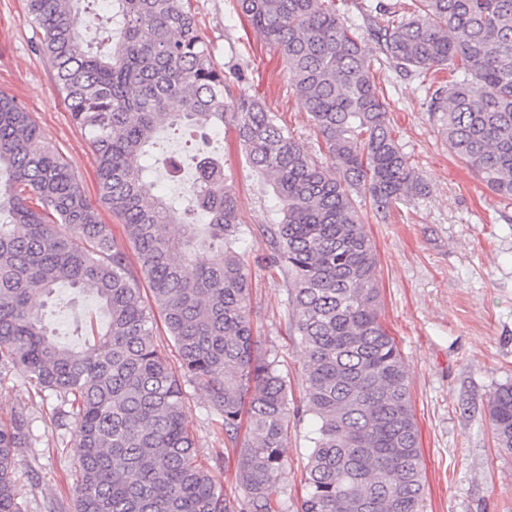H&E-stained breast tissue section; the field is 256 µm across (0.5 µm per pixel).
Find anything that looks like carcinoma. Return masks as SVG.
<instances>
[{
  "mask_svg": "<svg viewBox=\"0 0 512 512\" xmlns=\"http://www.w3.org/2000/svg\"><path fill=\"white\" fill-rule=\"evenodd\" d=\"M80 2L26 6L136 261L31 113L0 94V365L68 406L58 419L77 435L75 512H282L288 385L254 340L238 197L206 154L185 208L155 192L144 164L160 127L226 120L273 192L265 260L288 279L289 335L306 355L300 512H423L408 371L381 320L378 256L354 195L386 214L427 183L393 134L374 63L419 82L456 159L511 201L512 0H236L282 56L321 158L260 97L231 93L191 0H112L97 46L79 35ZM173 100L181 111H168ZM61 285L93 293L105 316L80 345L60 343L43 317L40 298ZM158 317L177 370L155 345ZM188 384L208 391L237 453V496L200 458ZM488 416L512 450L511 385ZM29 444L24 413L0 419V512H21L17 452Z\"/></svg>",
  "mask_w": 512,
  "mask_h": 512,
  "instance_id": "1",
  "label": "carcinoma"
}]
</instances>
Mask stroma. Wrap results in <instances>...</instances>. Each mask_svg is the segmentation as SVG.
Instances as JSON below:
<instances>
[{"mask_svg":"<svg viewBox=\"0 0 512 512\" xmlns=\"http://www.w3.org/2000/svg\"><path fill=\"white\" fill-rule=\"evenodd\" d=\"M205 41L232 92L256 93L311 153L320 144L309 115L291 90L279 53L237 14L236 0H191ZM38 31L26 0H0V93L31 112L46 141L77 175L90 202H97L96 156L71 120L54 72L35 52ZM395 134L429 186L426 197L377 214L370 199L356 204L377 251L381 319L405 361L413 397L424 473L423 512H512V451L497 446L488 426V401L512 385V201L492 194L457 162L438 133L418 81L382 74ZM199 130L160 128L151 150L159 187L177 195L178 183L196 171V151L222 158L239 199L241 228L251 248V317L259 347L282 363L288 396L303 395L302 348L288 335L287 286L267 272L263 229L272 197L248 164L231 125L200 140ZM182 162L178 177L170 159ZM58 303L45 318L65 344H78L77 314L102 322L88 293L57 289ZM187 425L203 459L224 442L203 389L190 385ZM61 401L36 393L15 368L0 366V417L25 413L31 444L20 449L16 477L23 512H74L78 464L71 452L74 428L54 417ZM309 420L289 417L288 464L276 497L284 512H297L301 477L310 452Z\"/></svg>","mask_w":512,"mask_h":512,"instance_id":"1","label":"stroma"}]
</instances>
